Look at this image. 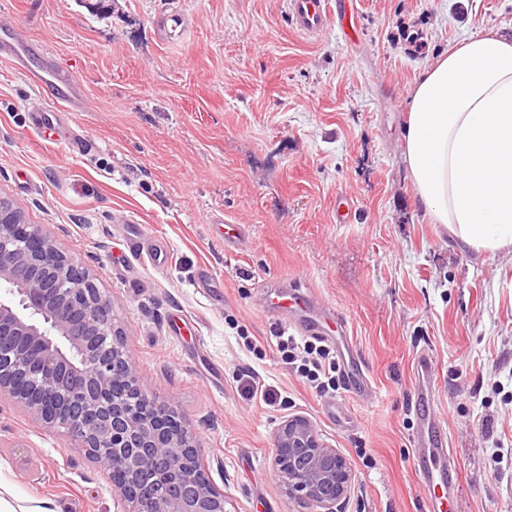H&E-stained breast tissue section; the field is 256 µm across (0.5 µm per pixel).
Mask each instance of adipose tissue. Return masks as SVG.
I'll return each mask as SVG.
<instances>
[{
  "label": "adipose tissue",
  "mask_w": 512,
  "mask_h": 512,
  "mask_svg": "<svg viewBox=\"0 0 512 512\" xmlns=\"http://www.w3.org/2000/svg\"><path fill=\"white\" fill-rule=\"evenodd\" d=\"M403 161L420 203L462 245L512 255V32L471 35L412 87Z\"/></svg>",
  "instance_id": "obj_1"
}]
</instances>
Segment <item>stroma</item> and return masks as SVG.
Segmentation results:
<instances>
[{
	"mask_svg": "<svg viewBox=\"0 0 512 512\" xmlns=\"http://www.w3.org/2000/svg\"><path fill=\"white\" fill-rule=\"evenodd\" d=\"M171 10L191 25L167 40L156 20ZM1 18L52 50L88 109L40 133L31 115L45 93L0 62V197L111 296L130 363L147 394L182 411L226 512H309L272 465L294 415L350 465L340 512H435L410 446L424 349L461 512H512V257L475 253L432 222L401 138L423 66L466 36L511 31L512 0H353L350 44L302 36L286 0H0ZM218 213L247 230L236 251ZM130 219L166 264L131 251ZM204 268L214 287H200ZM283 284L342 313L368 401L320 398L297 379L266 297ZM245 373L274 402L248 394ZM0 506L119 508L81 448L6 397Z\"/></svg>",
	"mask_w": 512,
	"mask_h": 512,
	"instance_id": "35a3bbf8",
	"label": "stroma"
}]
</instances>
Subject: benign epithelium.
<instances>
[{
	"mask_svg": "<svg viewBox=\"0 0 512 512\" xmlns=\"http://www.w3.org/2000/svg\"><path fill=\"white\" fill-rule=\"evenodd\" d=\"M0 395L82 448L124 512H224L174 403L143 389L112 297L40 226L0 197ZM274 467L288 497L335 512L351 469L301 416L283 421Z\"/></svg>",
	"mask_w": 512,
	"mask_h": 512,
	"instance_id": "1",
	"label": "benign epithelium"
}]
</instances>
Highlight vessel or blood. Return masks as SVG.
Segmentation results:
<instances>
[{
	"label": "vessel or blood",
	"mask_w": 512,
	"mask_h": 512,
	"mask_svg": "<svg viewBox=\"0 0 512 512\" xmlns=\"http://www.w3.org/2000/svg\"><path fill=\"white\" fill-rule=\"evenodd\" d=\"M288 16L292 25L303 35L317 37L329 28L345 31L344 20H333L328 0H287ZM0 58L10 60L25 77L41 87L55 90L53 105L68 112H81L87 106L81 84L53 61L52 52L43 45L29 41L20 30L0 24ZM271 303L278 308L289 324L313 336H326L336 329H344L343 316L331 309L308 316L311 299L296 290L276 294ZM357 350H349L348 385L351 393L363 395L370 388L367 375L359 371ZM435 362L426 353L420 354L415 364L413 398L421 416V428L413 437L416 472L426 486L448 492L458 488L460 475L455 459L448 449V435L434 410Z\"/></svg>",
	"instance_id": "vessel-or-blood-1"
}]
</instances>
